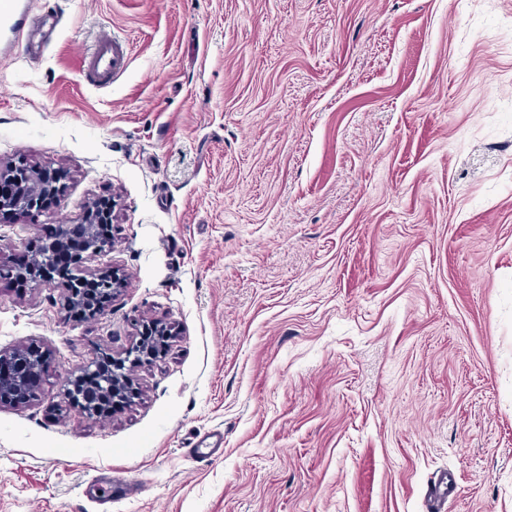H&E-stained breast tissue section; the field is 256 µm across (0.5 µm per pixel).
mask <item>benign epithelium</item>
I'll return each instance as SVG.
<instances>
[{
  "label": "benign epithelium",
  "mask_w": 512,
  "mask_h": 512,
  "mask_svg": "<svg viewBox=\"0 0 512 512\" xmlns=\"http://www.w3.org/2000/svg\"><path fill=\"white\" fill-rule=\"evenodd\" d=\"M62 175L63 172L57 169L34 168L25 160L5 170L0 168V183L6 180L12 183L11 191L0 192V221L18 216L32 219L40 216L43 213L42 196H57L63 191ZM112 222L111 213L89 206L81 222L61 226L59 234L46 242L42 251L26 265L0 264V281L23 276L36 285L57 289L66 304L72 306L83 304L84 284L89 280L96 282L102 298L114 297L124 286V277L114 271L88 276L52 272L57 256L71 244L76 234L79 235L84 259L91 261L105 252L111 241L102 234L101 228ZM149 328L152 329L151 337L140 338L123 355L90 362L79 382L66 392L69 405L94 417L108 402L117 408L131 403L138 395L130 378L131 370L146 361L163 357L166 343L172 336L165 323L156 322ZM4 361L18 364L21 371L12 374L0 372V406L25 405L38 400L44 372L41 351L20 347L7 354L0 352V363Z\"/></svg>",
  "instance_id": "benign-epithelium-1"
}]
</instances>
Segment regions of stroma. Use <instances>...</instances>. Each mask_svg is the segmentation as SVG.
I'll return each mask as SVG.
<instances>
[{"instance_id":"35a3bbf8","label":"stroma","mask_w":512,"mask_h":512,"mask_svg":"<svg viewBox=\"0 0 512 512\" xmlns=\"http://www.w3.org/2000/svg\"><path fill=\"white\" fill-rule=\"evenodd\" d=\"M17 27L0 163L66 180L0 262L107 197L74 270L126 285L90 318L0 283V351L46 359L0 407V512H512V0H32ZM153 320L139 399L66 406ZM85 75L99 86L110 83L112 74L123 66V52L120 44L111 34L101 35L83 54Z\"/></svg>"}]
</instances>
